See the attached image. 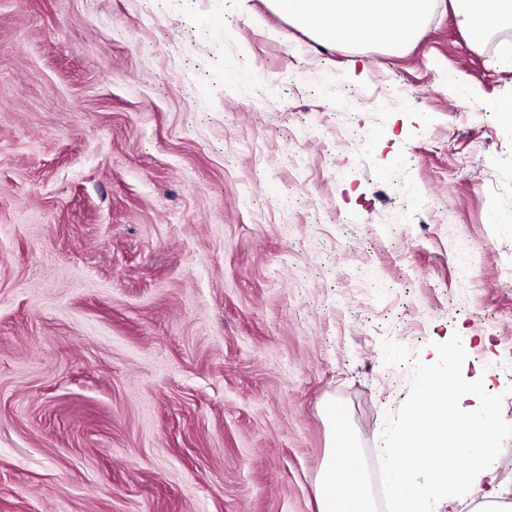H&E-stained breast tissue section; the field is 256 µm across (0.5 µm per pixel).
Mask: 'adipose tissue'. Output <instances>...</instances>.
<instances>
[{"mask_svg": "<svg viewBox=\"0 0 512 512\" xmlns=\"http://www.w3.org/2000/svg\"><path fill=\"white\" fill-rule=\"evenodd\" d=\"M441 0H267L272 13L333 48L378 42L407 47ZM458 24L481 41L498 27H512V0H453ZM429 369L406 401V426L389 442L400 462L389 478L392 512H512V491L493 465L502 422L484 398L486 371L458 374L460 356ZM325 414L330 443L319 475L320 512H375L369 480L359 462L358 438L335 403Z\"/></svg>", "mask_w": 512, "mask_h": 512, "instance_id": "ef3b65f1", "label": "adipose tissue"}]
</instances>
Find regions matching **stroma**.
<instances>
[{"label":"stroma","instance_id":"35a3bbf8","mask_svg":"<svg viewBox=\"0 0 512 512\" xmlns=\"http://www.w3.org/2000/svg\"><path fill=\"white\" fill-rule=\"evenodd\" d=\"M512 34L332 49L248 0H0V512H319L462 349L512 487ZM489 337L481 345L479 337ZM330 443L319 475L320 512H374L369 480L360 465L359 441L343 424L336 403L325 407ZM346 488L339 494L337 488Z\"/></svg>","mask_w":512,"mask_h":512}]
</instances>
